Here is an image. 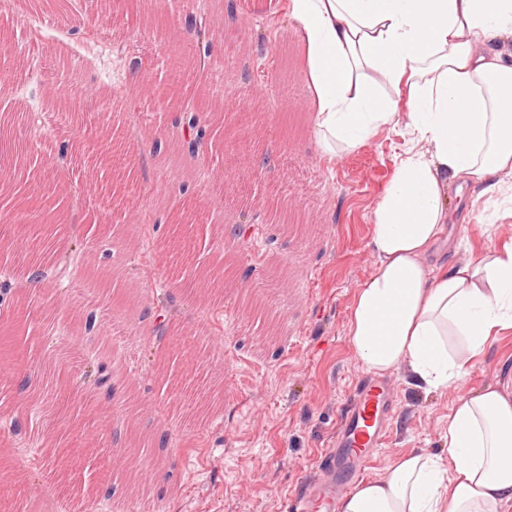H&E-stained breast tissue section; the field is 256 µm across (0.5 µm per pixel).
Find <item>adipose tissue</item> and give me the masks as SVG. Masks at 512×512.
Returning <instances> with one entry per match:
<instances>
[{"label": "adipose tissue", "instance_id": "ef3b65f1", "mask_svg": "<svg viewBox=\"0 0 512 512\" xmlns=\"http://www.w3.org/2000/svg\"><path fill=\"white\" fill-rule=\"evenodd\" d=\"M303 41L311 137L333 160L396 123L407 92L411 145L379 199L374 274L358 288L348 338L366 372L408 363L443 390L512 331V243L465 262L426 258L464 196L449 183H487L512 217V0H288ZM512 502V390L487 386L448 416V453L395 458L356 484L338 512H503Z\"/></svg>", "mask_w": 512, "mask_h": 512}]
</instances>
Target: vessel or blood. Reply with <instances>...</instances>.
Here are the masks:
<instances>
[{"label": "vessel or blood", "instance_id": "vessel-or-blood-1", "mask_svg": "<svg viewBox=\"0 0 512 512\" xmlns=\"http://www.w3.org/2000/svg\"><path fill=\"white\" fill-rule=\"evenodd\" d=\"M393 403L391 384L383 379L369 380L356 391L344 410L345 429L339 444L322 457L296 512H336L340 493L382 447Z\"/></svg>", "mask_w": 512, "mask_h": 512}]
</instances>
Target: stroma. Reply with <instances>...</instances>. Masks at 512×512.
<instances>
[{
    "instance_id": "35a3bbf8",
    "label": "stroma",
    "mask_w": 512,
    "mask_h": 512,
    "mask_svg": "<svg viewBox=\"0 0 512 512\" xmlns=\"http://www.w3.org/2000/svg\"><path fill=\"white\" fill-rule=\"evenodd\" d=\"M288 0H246L228 18L226 0H169L173 27L151 20L147 0L114 10L88 7L97 16L94 44L104 53L136 63L134 75L107 74L89 84L81 67L58 74L55 58L75 51L77 16L47 20V37L32 41L20 26L31 13L29 0H12L0 13V40L12 73L0 93V108L41 113L42 131L28 137L30 155L53 167L50 193L34 195L79 235V263L97 291L102 282L122 288L121 304L104 312L102 334L115 357V398L70 387L60 398L67 410L45 417L44 441L77 438L106 450L113 429L150 426L167 434L166 459L116 456L114 467L138 468L123 493L106 497L97 489V512H123L136 503L144 512H291L305 490L315 462L336 437L339 411L358 383L367 379L347 336L348 314L357 289L374 273L369 242L372 215L393 178L412 136L407 105L394 125L380 128L371 142L333 161L319 157L312 138L310 91L304 77L300 33L288 18ZM204 13L224 42L223 59L187 94L221 115L226 132L223 162L185 160L181 136L167 128V112L147 93L167 67L179 64L186 10ZM258 68L253 80L244 66ZM66 86L90 102L97 125L80 129L58 112L52 90ZM121 137L135 160L133 180L117 181L108 165L113 137ZM81 140L75 162L57 158L59 143ZM111 189L112 206L101 193H87L88 181ZM185 183L192 200L214 212L191 268L200 276L221 275L218 287L171 289L180 331L196 340L190 350L203 370L210 406L192 427L178 419L179 407L162 386L169 376L166 340L147 322L161 314L159 285L172 279L165 242L142 214H178L170 191ZM278 199L295 222L288 246L266 241L255 229L244 247H224V229L239 224L244 209ZM512 242V218L491 234L479 224H453L448 243L430 263H457ZM63 330L39 333L18 354L28 362L76 363L84 356L76 316L82 309L64 288L47 298ZM395 390L394 415L385 439L369 460L364 478L384 475L391 460L410 451L448 453V415L458 400L449 390L416 385L408 363L388 373ZM465 380L469 391L512 384V332L486 347ZM33 448L0 430V485L21 488L24 512H83L80 500L59 502L40 472Z\"/></svg>"
}]
</instances>
